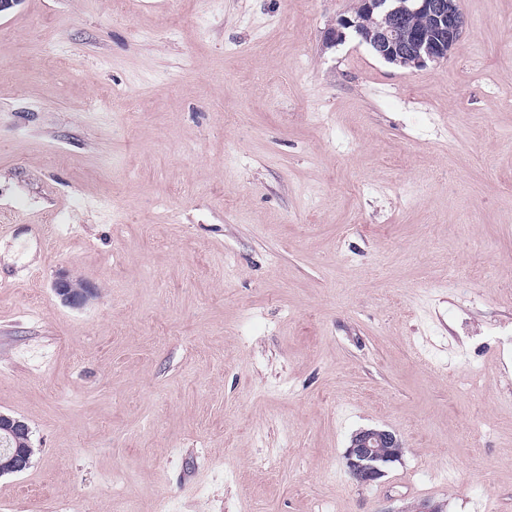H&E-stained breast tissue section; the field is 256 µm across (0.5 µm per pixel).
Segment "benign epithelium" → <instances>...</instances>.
<instances>
[{
  "mask_svg": "<svg viewBox=\"0 0 512 512\" xmlns=\"http://www.w3.org/2000/svg\"><path fill=\"white\" fill-rule=\"evenodd\" d=\"M359 12L380 17L376 31L366 33L355 14L327 29L326 44L344 42L350 30L380 58L410 68L447 59L466 26L460 0H359ZM54 291L63 302L74 307L83 305L94 294L87 283L65 272L56 277ZM30 436L25 421L0 412V442L5 445L3 453L10 455L9 473H21L31 462L28 451L31 444L13 448L11 440L27 441ZM389 448H401L395 433L376 428L359 430L351 437L344 454L348 473L362 485L376 482L384 476Z\"/></svg>",
  "mask_w": 512,
  "mask_h": 512,
  "instance_id": "benign-epithelium-1",
  "label": "benign epithelium"
}]
</instances>
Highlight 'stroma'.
I'll use <instances>...</instances> for the list:
<instances>
[{
    "label": "stroma",
    "instance_id": "35a3bbf8",
    "mask_svg": "<svg viewBox=\"0 0 512 512\" xmlns=\"http://www.w3.org/2000/svg\"><path fill=\"white\" fill-rule=\"evenodd\" d=\"M357 2L0 15V512H512V0L418 69ZM53 286L61 300L74 307L83 305L94 294L93 288L87 283L70 278L66 272L58 274ZM30 436L31 430L25 421L0 412V439L5 445L3 453H11L10 458L6 462L9 473H21L29 467L31 457L35 453V448H32L30 444ZM11 438L17 442V446H19L17 440H25L26 448L33 451L32 456L26 448H10ZM401 442L395 433L376 428H364L356 432L345 451L347 471L358 483L376 482L385 473L389 456L387 448L401 450Z\"/></svg>",
    "mask_w": 512,
    "mask_h": 512
}]
</instances>
